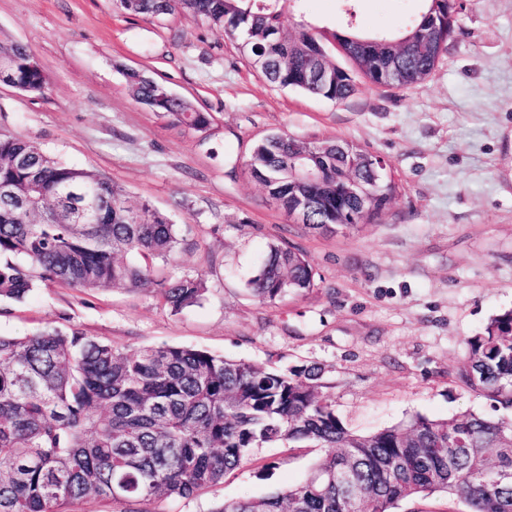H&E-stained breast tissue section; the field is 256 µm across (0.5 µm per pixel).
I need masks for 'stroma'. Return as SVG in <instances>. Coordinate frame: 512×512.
Instances as JSON below:
<instances>
[{"label":"stroma","mask_w":512,"mask_h":512,"mask_svg":"<svg viewBox=\"0 0 512 512\" xmlns=\"http://www.w3.org/2000/svg\"><path fill=\"white\" fill-rule=\"evenodd\" d=\"M352 3L363 29L398 30L421 0H299L283 17L334 30ZM438 66L408 89L356 76L341 102L269 83L223 29L180 15L121 13L113 0H0V37L26 44L46 95L0 83V131L97 171L191 233L156 275H202L203 300L172 313L154 286L79 291L42 284L0 302V335L79 329L121 348L177 345L259 367H324L353 432L413 415L489 413L463 387L465 340L512 309V0H458ZM163 82L208 113V130L132 100L126 71ZM342 139L382 157L399 189L371 222L336 234L293 223L246 172L268 134ZM302 249L307 296L260 302L247 281L269 244ZM314 448L269 445L190 498L150 512H212L302 482Z\"/></svg>","instance_id":"1"}]
</instances>
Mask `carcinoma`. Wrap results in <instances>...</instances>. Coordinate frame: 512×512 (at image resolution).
<instances>
[{"mask_svg":"<svg viewBox=\"0 0 512 512\" xmlns=\"http://www.w3.org/2000/svg\"><path fill=\"white\" fill-rule=\"evenodd\" d=\"M128 15L180 12L224 29L251 64L282 88L331 101L355 91L354 71L333 60L352 40L391 53L411 87L435 70L456 23V0H423L421 15L403 31L372 34L353 21L327 34L308 26L284 31L287 5L298 0H114ZM327 59L316 84H299L310 52ZM26 45L0 40V81L34 93L46 89L45 71L32 65ZM140 105L196 131L210 118L142 72L126 73ZM344 141L301 140L275 133L256 144L246 163L250 178L280 200L311 199L303 226L336 232L345 178L369 182L366 150ZM26 163H18V159ZM319 174L311 181L302 167ZM0 300L21 301L38 283L84 291L155 284L173 313L195 306L207 292L201 276L155 278L153 261L173 259L177 225L147 201L130 203L126 191L94 171L67 165L38 146L0 132ZM383 184L368 218L397 193ZM261 302L297 297L314 288L306 255L271 244L247 283ZM458 381L490 403L492 414L464 412L449 419L416 415L369 434L349 431L324 392L316 365L268 370L244 360L170 345L118 348L72 329L45 328L0 336V512H60L78 499L109 498L150 504L190 498L216 488L255 449L282 444L317 448L309 476L260 498L224 503L214 512H341L348 487L361 512H392L405 500L444 494L467 512H512V485L496 486L493 465L512 468V310L498 314L465 340ZM346 471L349 481L336 480Z\"/></svg>","mask_w":512,"mask_h":512,"instance_id":"cac0c4a2","label":"carcinoma"}]
</instances>
